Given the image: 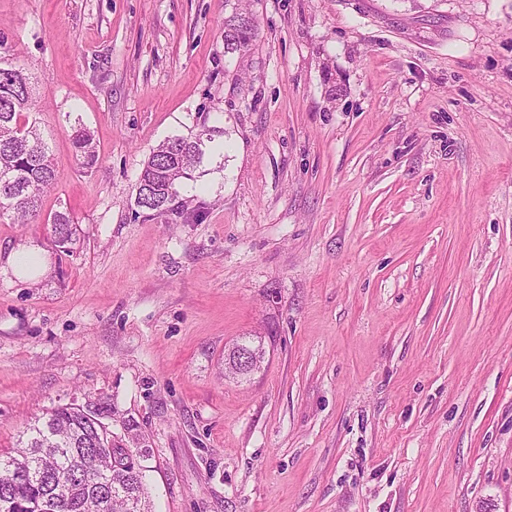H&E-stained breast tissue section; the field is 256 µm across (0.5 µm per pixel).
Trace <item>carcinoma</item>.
<instances>
[{
	"label": "carcinoma",
	"instance_id": "carcinoma-1",
	"mask_svg": "<svg viewBox=\"0 0 512 512\" xmlns=\"http://www.w3.org/2000/svg\"><path fill=\"white\" fill-rule=\"evenodd\" d=\"M255 21L235 12L224 21L229 52L249 45ZM30 77L22 65L0 66V218L28 224L41 212V198L57 179L48 144L30 120L35 111ZM75 156L84 165L96 158L93 133L73 126ZM204 139L175 137L150 154L135 185L136 205L155 215L180 213L176 185L203 164ZM56 242H72L73 221L66 212L51 218ZM141 456L112 445L95 446L93 429L78 407L55 408L30 428L17 455L0 454V512H152L144 488Z\"/></svg>",
	"mask_w": 512,
	"mask_h": 512
}]
</instances>
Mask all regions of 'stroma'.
I'll return each mask as SVG.
<instances>
[{
    "mask_svg": "<svg viewBox=\"0 0 512 512\" xmlns=\"http://www.w3.org/2000/svg\"><path fill=\"white\" fill-rule=\"evenodd\" d=\"M249 8L229 53L235 0H0L58 174L0 218V453L99 400L154 512H512V0ZM205 129L183 213L137 207ZM245 336L266 358L225 377ZM255 21L244 12H235L224 21V47L235 52L247 47L254 37ZM73 130V145L76 159L81 164L91 165L96 158L93 133L84 124L79 122L75 123ZM175 137L150 154L135 185V203L155 215L179 214L176 185L203 164L209 151L203 137ZM50 223L53 224L56 242L60 247L63 248L73 241L74 223L67 212H55L50 218ZM10 261L15 271L24 277L36 276L44 267L43 257L35 248L15 252L11 255Z\"/></svg>",
    "mask_w": 512,
    "mask_h": 512,
    "instance_id": "stroma-1",
    "label": "stroma"
}]
</instances>
